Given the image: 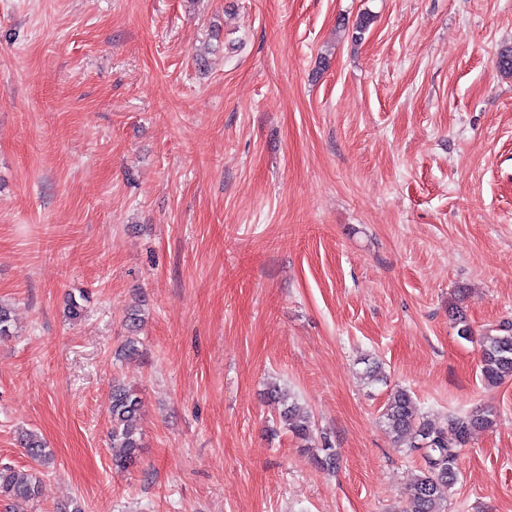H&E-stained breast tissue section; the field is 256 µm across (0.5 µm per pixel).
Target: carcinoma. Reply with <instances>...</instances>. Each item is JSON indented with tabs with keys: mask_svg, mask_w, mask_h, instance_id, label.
I'll use <instances>...</instances> for the list:
<instances>
[{
	"mask_svg": "<svg viewBox=\"0 0 512 512\" xmlns=\"http://www.w3.org/2000/svg\"><path fill=\"white\" fill-rule=\"evenodd\" d=\"M480 373L487 386H496L512 378V335L486 333L480 342ZM267 399L277 406L283 427L294 436L311 438L313 422L309 412L290 399L283 388L271 381L266 386ZM142 399L132 385L112 386L109 446L112 448V466L125 470L137 461L141 445L139 420ZM381 420L393 435L395 442L410 440V447L424 450L423 475L408 491V506L403 512H444L443 493L451 489L457 477L459 448L465 446L475 430L490 429L496 424L493 410H479L465 416L453 417L448 427L438 425L419 413L410 394L398 389L384 404ZM19 445L37 466H46L51 452L44 439L33 430L18 435ZM323 456L315 460L327 469L337 466L338 455L328 440H323ZM40 494V478L32 470L11 466L0 467V501L22 512L24 506Z\"/></svg>",
	"mask_w": 512,
	"mask_h": 512,
	"instance_id": "carcinoma-1",
	"label": "carcinoma"
}]
</instances>
